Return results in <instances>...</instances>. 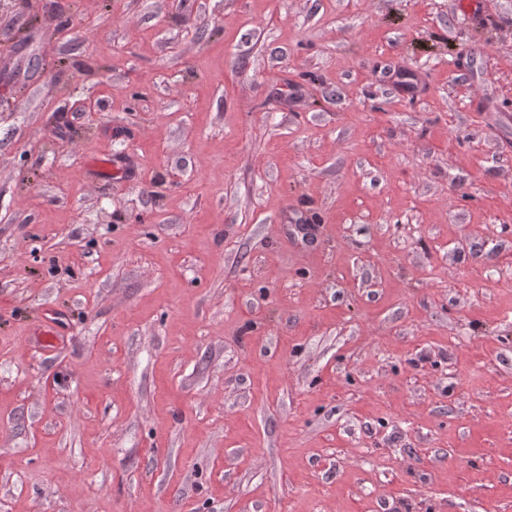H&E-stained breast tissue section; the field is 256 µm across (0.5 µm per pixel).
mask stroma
<instances>
[{
	"instance_id": "35a3bbf8",
	"label": "stroma",
	"mask_w": 512,
	"mask_h": 512,
	"mask_svg": "<svg viewBox=\"0 0 512 512\" xmlns=\"http://www.w3.org/2000/svg\"><path fill=\"white\" fill-rule=\"evenodd\" d=\"M0 512H512V0H0Z\"/></svg>"
}]
</instances>
